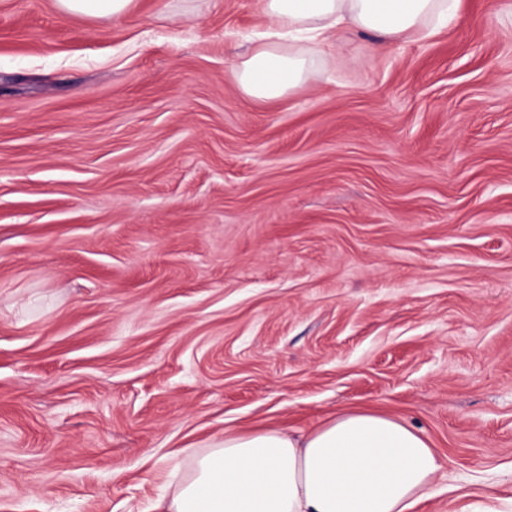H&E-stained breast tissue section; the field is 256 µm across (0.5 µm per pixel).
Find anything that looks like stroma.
<instances>
[{
  "label": "stroma",
  "instance_id": "obj_1",
  "mask_svg": "<svg viewBox=\"0 0 512 512\" xmlns=\"http://www.w3.org/2000/svg\"><path fill=\"white\" fill-rule=\"evenodd\" d=\"M263 0H0V512H148L225 430L396 416L512 512V0L232 68ZM59 7L70 14L87 17H121L129 13L135 0H57Z\"/></svg>",
  "mask_w": 512,
  "mask_h": 512
}]
</instances>
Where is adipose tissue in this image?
<instances>
[{
	"mask_svg": "<svg viewBox=\"0 0 512 512\" xmlns=\"http://www.w3.org/2000/svg\"><path fill=\"white\" fill-rule=\"evenodd\" d=\"M460 0H264L272 29L237 66L249 96L303 90L304 44L346 24L399 39L447 23ZM438 452L402 420L373 410L337 414L316 429L228 431L178 474L157 512H413L440 495Z\"/></svg>",
	"mask_w": 512,
	"mask_h": 512,
	"instance_id": "ef3b65f1",
	"label": "adipose tissue"
}]
</instances>
